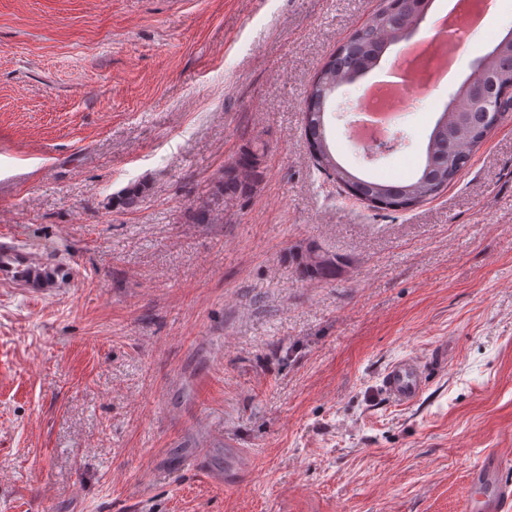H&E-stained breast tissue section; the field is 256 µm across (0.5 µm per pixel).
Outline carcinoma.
Wrapping results in <instances>:
<instances>
[{
  "label": "carcinoma",
  "instance_id": "1",
  "mask_svg": "<svg viewBox=\"0 0 512 512\" xmlns=\"http://www.w3.org/2000/svg\"><path fill=\"white\" fill-rule=\"evenodd\" d=\"M425 17L421 0H400L397 10L379 6L366 23L354 31L321 68L318 82L310 85L304 104V130L312 157L319 171L333 178L343 190L358 200H367L378 210L406 211L432 199L452 184L470 164L501 115L512 109V96L491 111L478 107L468 94H456L446 112L436 122L425 148V161L416 176L408 180L383 181L359 177L343 167L333 156L325 135L324 117L330 95L375 69L387 49L410 35V29ZM474 75L464 84L480 89L486 84L512 82V48L495 44L473 64ZM260 153L245 149L224 166L216 182V192L224 196V206L247 195L259 176ZM143 189L133 186L118 195V204L136 207ZM338 258L316 245L296 256V270L303 278L332 280L340 275ZM58 267L49 263L27 264L16 268V278L35 288H51Z\"/></svg>",
  "mask_w": 512,
  "mask_h": 512
}]
</instances>
